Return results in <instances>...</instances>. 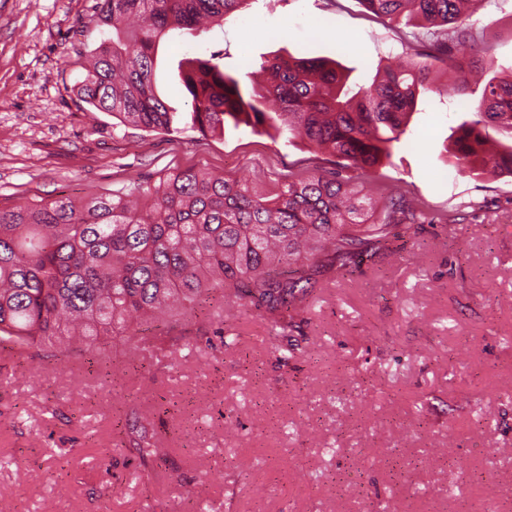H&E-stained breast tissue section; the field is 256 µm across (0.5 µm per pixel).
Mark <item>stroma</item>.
<instances>
[{
  "instance_id": "1",
  "label": "stroma",
  "mask_w": 512,
  "mask_h": 512,
  "mask_svg": "<svg viewBox=\"0 0 512 512\" xmlns=\"http://www.w3.org/2000/svg\"><path fill=\"white\" fill-rule=\"evenodd\" d=\"M99 0H0V206L86 199L173 169L256 185L341 173L384 209L402 192L420 228L326 269L273 343L267 319L220 296L146 324L192 351L0 347V503L11 512H512V174H458L452 143L486 78L512 77V0H478L458 70L434 63L391 161L372 174L300 141L247 130L147 131L78 87L108 28ZM223 51L234 75L276 55L328 57L370 84L426 61L424 29L361 0H248L197 37L162 42L155 85L191 109L179 60ZM485 79L449 93L486 55ZM159 448L141 459L133 423Z\"/></svg>"
}]
</instances>
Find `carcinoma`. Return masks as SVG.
I'll list each match as a JSON object with an SVG mask.
<instances>
[{
	"label": "carcinoma",
	"mask_w": 512,
	"mask_h": 512,
	"mask_svg": "<svg viewBox=\"0 0 512 512\" xmlns=\"http://www.w3.org/2000/svg\"><path fill=\"white\" fill-rule=\"evenodd\" d=\"M245 2L103 0L98 24L111 28L112 37L95 49L81 97L149 131H272L366 175L390 159L425 89L426 65L386 66L370 85L353 86L334 61L275 56L261 62L262 80L247 83L226 73L223 55L212 52L178 62L192 111L167 104L153 81L160 43L194 36ZM362 3L377 17L416 18L443 63L448 36H466L464 12L474 7L473 0ZM488 123L512 136V78L489 80L473 118L459 126L458 173L512 174V146L488 148L481 132ZM415 219L401 193L375 218L371 200L337 178L277 179L260 190L194 168L79 205L58 198L0 207V342L20 351L51 347L61 361L84 344L108 364V340L127 331L135 352L151 346L178 353L194 347L193 337L142 335L132 330L135 320L160 312L192 315L218 291L227 300H249L284 330L283 312L304 311L305 284L320 264L344 266L369 245L409 236ZM136 449L144 459L157 453L143 424Z\"/></svg>",
	"instance_id": "cac0c4a2"
}]
</instances>
